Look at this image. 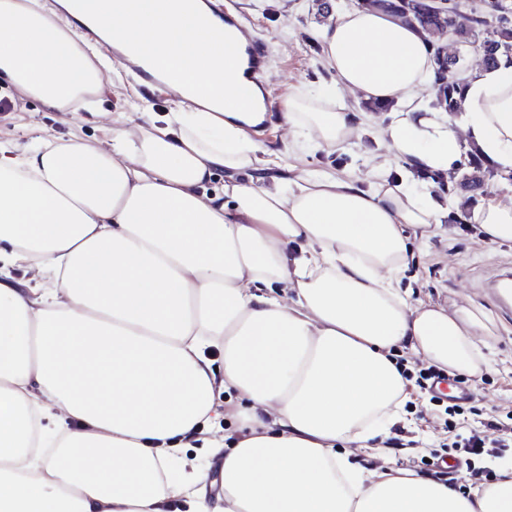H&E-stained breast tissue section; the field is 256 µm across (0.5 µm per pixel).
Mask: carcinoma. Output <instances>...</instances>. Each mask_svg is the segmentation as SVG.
I'll list each match as a JSON object with an SVG mask.
<instances>
[{"label":"carcinoma","mask_w":512,"mask_h":512,"mask_svg":"<svg viewBox=\"0 0 512 512\" xmlns=\"http://www.w3.org/2000/svg\"><path fill=\"white\" fill-rule=\"evenodd\" d=\"M365 4L396 15H411L431 40L439 70L447 65L450 67L456 65L453 57L441 55L439 38L447 32L454 35L460 42L477 44L484 61L488 64L494 65L503 57L512 64V24H503L489 29L483 20L475 18L473 26L463 29L457 26L456 20L451 16L445 14L441 16L436 13L430 0H365ZM458 90L459 84L454 81L436 83L432 88V106L446 112L455 111ZM463 166L468 169V172L463 174V179L457 182V187L462 190H474L480 187L485 176L483 162L472 155L467 162L463 163Z\"/></svg>","instance_id":"carcinoma-1"}]
</instances>
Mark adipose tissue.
Segmentation results:
<instances>
[{"instance_id":"obj_1","label":"adipose tissue","mask_w":512,"mask_h":512,"mask_svg":"<svg viewBox=\"0 0 512 512\" xmlns=\"http://www.w3.org/2000/svg\"><path fill=\"white\" fill-rule=\"evenodd\" d=\"M0 0V80L46 111L89 104L99 29L132 60L168 71V112L105 146L0 144V512H512V471L482 491L385 456L407 381L392 351L448 373H480L488 329L471 306L414 303L400 288L409 235L465 212L484 240L512 243V65L463 75L460 106H422L436 66L418 23L343 11L322 35L337 89L289 98L302 140L341 146L360 113L343 89L395 108L378 127L388 157L368 179L263 174L248 130L258 86L224 62L203 0ZM478 155L498 192L464 209L429 184L390 181L389 158L444 174ZM224 193H209L216 171ZM53 274L35 288L13 269ZM222 346L215 363L209 350ZM235 421L204 446L206 473L160 479L202 425Z\"/></svg>"}]
</instances>
